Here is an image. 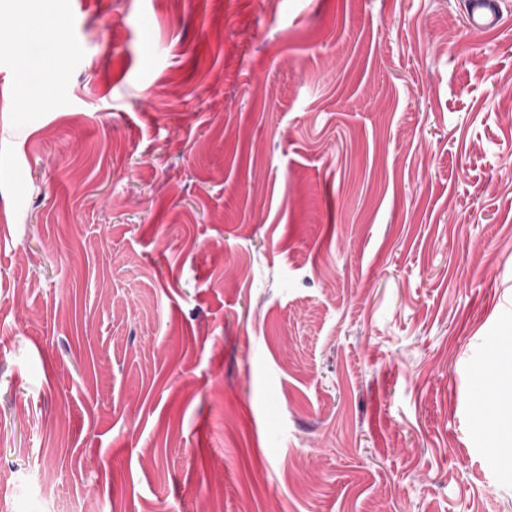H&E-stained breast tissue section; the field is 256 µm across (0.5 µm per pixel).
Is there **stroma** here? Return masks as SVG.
I'll return each instance as SVG.
<instances>
[{
	"label": "stroma",
	"instance_id": "1",
	"mask_svg": "<svg viewBox=\"0 0 512 512\" xmlns=\"http://www.w3.org/2000/svg\"><path fill=\"white\" fill-rule=\"evenodd\" d=\"M497 2L0 0V512H512ZM464 8L471 26L477 30L494 27L498 23L496 8L491 0H465ZM492 361L493 372L472 403L482 415V433L496 442L499 457L512 463V367L502 369Z\"/></svg>",
	"mask_w": 512,
	"mask_h": 512
}]
</instances>
